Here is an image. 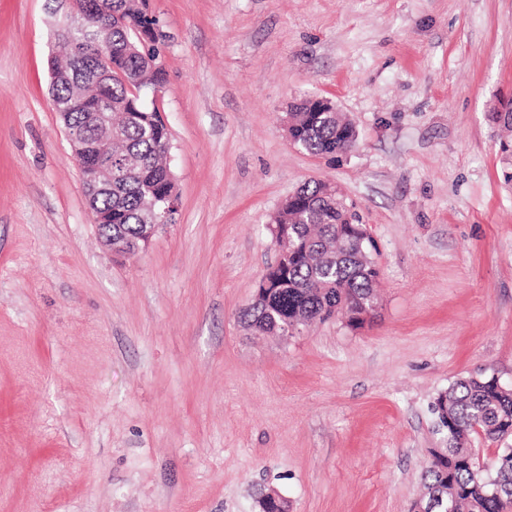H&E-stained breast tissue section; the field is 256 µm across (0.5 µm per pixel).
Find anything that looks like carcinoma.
<instances>
[{
    "mask_svg": "<svg viewBox=\"0 0 512 512\" xmlns=\"http://www.w3.org/2000/svg\"><path fill=\"white\" fill-rule=\"evenodd\" d=\"M148 0H112V15L104 33L112 45L106 64L111 86L104 92L116 120L112 139V194H103L97 208L112 212V245L116 252L139 249L149 223L145 188L166 195L172 189V170L166 162L170 131L160 110L137 99L160 87L165 69L153 70L147 57L159 52ZM71 36L82 49L77 58L60 46L57 71L66 77L52 82V97L67 99L79 93L94 102L97 87L86 72L93 64L95 38L74 27ZM350 122L338 112H318L305 98L289 113L290 141L313 155L334 158L349 143ZM336 187L310 179L272 218L270 234L288 236L286 252L276 256L265 273L269 289L252 300L241 318L252 332L291 336L313 321L343 313L347 325L361 328L365 314L378 303L375 287L379 267L364 242L366 228ZM434 411L445 446L430 451L434 461L426 471L423 498L440 495L449 512H509L512 509V448H503L489 464L470 448L473 436L489 442L512 437V386L494 373L461 377L440 392Z\"/></svg>",
    "mask_w": 512,
    "mask_h": 512,
    "instance_id": "cac0c4a2",
    "label": "carcinoma"
}]
</instances>
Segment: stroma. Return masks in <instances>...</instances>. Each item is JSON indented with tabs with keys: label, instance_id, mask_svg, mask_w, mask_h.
I'll use <instances>...</instances> for the list:
<instances>
[{
	"label": "stroma",
	"instance_id": "stroma-1",
	"mask_svg": "<svg viewBox=\"0 0 512 512\" xmlns=\"http://www.w3.org/2000/svg\"><path fill=\"white\" fill-rule=\"evenodd\" d=\"M177 207L106 249L54 111L47 0H0V512H411L432 404L512 385V0H149ZM326 97L358 146L284 118ZM329 181L375 240L380 306L288 337L240 315L271 215ZM320 108L332 109L326 98L313 97ZM305 98L289 112L288 134L290 141L313 156L335 158L350 142L351 123L338 112H315L316 103ZM349 133V134H347Z\"/></svg>",
	"mask_w": 512,
	"mask_h": 512
}]
</instances>
